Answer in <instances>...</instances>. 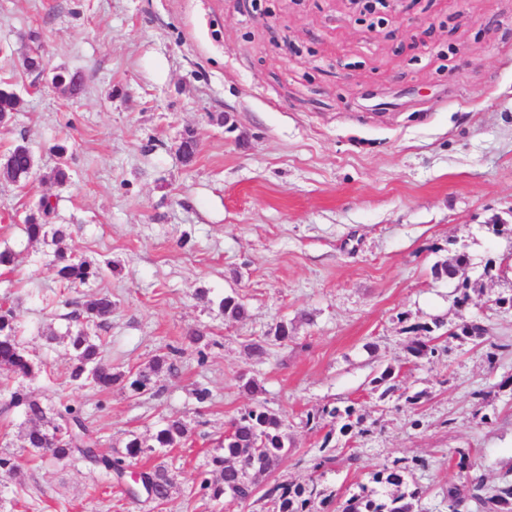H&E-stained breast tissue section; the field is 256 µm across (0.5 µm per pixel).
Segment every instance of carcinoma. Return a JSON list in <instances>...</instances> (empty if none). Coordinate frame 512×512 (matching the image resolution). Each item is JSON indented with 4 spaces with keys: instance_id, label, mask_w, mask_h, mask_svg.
<instances>
[{
    "instance_id": "cac0c4a2",
    "label": "carcinoma",
    "mask_w": 512,
    "mask_h": 512,
    "mask_svg": "<svg viewBox=\"0 0 512 512\" xmlns=\"http://www.w3.org/2000/svg\"><path fill=\"white\" fill-rule=\"evenodd\" d=\"M20 101L6 88H0V119L10 118L18 110ZM199 151V143L193 133L188 132L180 141L178 153L186 163L193 161ZM34 168V158L26 143H18L0 159V177L12 184L27 181V176ZM51 205L46 199L39 202L38 213L30 214L26 219L25 231L29 238L37 240L47 235V224L43 219L50 213ZM53 268L56 276L68 285L79 283L87 285L101 278L103 267L95 266L87 260H81L72 254L58 250L54 254ZM219 306L224 314L243 319L247 316L245 304L238 298L226 296ZM79 315L86 321L98 326L106 325L112 318V297L107 294H93L80 303ZM443 322L434 319L432 323L417 324L409 328L412 336L408 337L406 352L416 361L433 357L447 351L437 344L434 336L436 329ZM484 328L466 317L456 324V330L450 333L454 338L479 339ZM67 341L73 351V360L69 379L79 386H93L109 390L112 386L126 383L131 391L146 394L152 391L151 373L162 368L175 371L173 356L178 349L154 359L150 371H141L127 380L125 375L112 372V366L101 361L100 344L88 334L84 326L67 331ZM0 367L6 368L19 377H29L41 370V363L29 356L17 336V327L13 311L0 308ZM375 388L382 389L381 396L396 392L395 368L388 364L378 370L372 379ZM23 407L30 428L25 434L26 446L38 452L50 449L49 456L55 460L70 458L73 454L81 455L120 478L124 461L100 455L94 449L96 440L92 431L85 424L80 409L72 404H63L59 408H47L33 396L32 392L17 389L10 393L0 410L7 412L13 408ZM354 408H324L312 415L310 420L318 421L327 417L331 423L339 425L343 436L365 433L361 428L362 419L354 417ZM187 425L180 419H170L152 436L148 444L134 436L126 445V456L137 458L158 449L173 448L187 436ZM222 454L211 459V469L204 473L200 488L210 492L211 498L218 500L228 495L241 505H248L256 495L268 499L273 504L272 512H313L315 500L326 506L333 504V498L324 494L317 483L284 484L274 483L261 489L259 477L275 471L288 455V433L284 419L261 404L241 414L231 421L224 431V438L219 441ZM456 465L460 472L459 481L448 484L444 498L448 508L463 498L474 501L481 512H512V480L504 479L498 485H486L483 475L477 473L470 461L469 451L457 448L454 451ZM409 466L393 462L392 466L374 474L373 479L387 487L398 489L383 498H377L373 492L366 490L353 496L337 508L336 512H417L422 496L419 487L402 489L405 472ZM145 476L155 486L156 499L165 500L173 487V477L168 468L162 464L145 469Z\"/></svg>"
}]
</instances>
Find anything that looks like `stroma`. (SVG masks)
I'll use <instances>...</instances> for the list:
<instances>
[{"label": "stroma", "instance_id": "1", "mask_svg": "<svg viewBox=\"0 0 512 512\" xmlns=\"http://www.w3.org/2000/svg\"><path fill=\"white\" fill-rule=\"evenodd\" d=\"M36 39L46 70L30 74L22 58ZM59 71L81 73L82 93L56 88ZM1 80L22 106L0 123V155L23 141L35 166L26 186L0 182V251L16 256L0 266V306L43 370L0 368V397L21 386L47 405L68 400L111 457L170 418L189 432L163 457L135 459L174 477L165 502H138L80 457L27 448L13 410L0 416V456L14 464L0 470V512H271L211 499L198 480L230 422L259 403L288 427L276 482L313 479L343 501L393 460L420 457L427 469L408 476L419 512H448L453 449H469L489 484L502 479L512 312L493 300L512 294V233L491 227L512 225V0H401L379 24L349 0H0ZM188 130L199 141L189 165L177 151ZM61 143L71 177L58 184ZM44 196L68 227L62 243L24 231ZM60 246L112 269L89 287L61 284L50 266ZM460 248L462 309L454 283L431 274ZM91 291L113 303L111 321L90 329L104 363L130 376L173 346L177 373L154 375L145 395L73 389L68 303ZM227 296L245 319L224 315ZM462 315L485 325L483 343L446 336V355L407 362L409 325ZM280 321L285 343L273 338ZM195 328L198 346L185 338ZM383 363L400 392L422 393L416 407L373 390ZM348 405L367 435L306 423ZM323 450L335 461L317 473Z\"/></svg>", "mask_w": 512, "mask_h": 512}]
</instances>
